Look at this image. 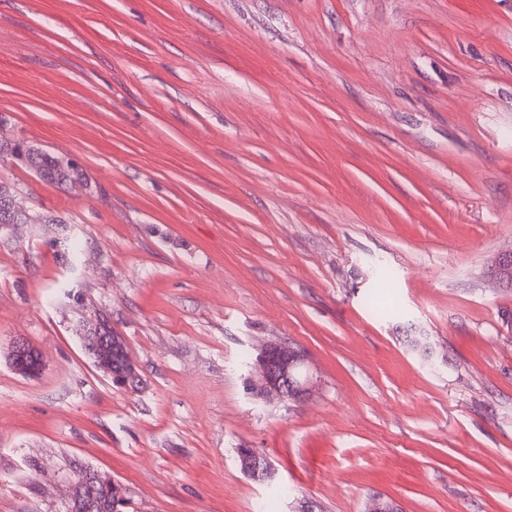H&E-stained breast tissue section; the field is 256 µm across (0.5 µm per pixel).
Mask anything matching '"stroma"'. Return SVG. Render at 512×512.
Here are the masks:
<instances>
[{
	"label": "stroma",
	"mask_w": 512,
	"mask_h": 512,
	"mask_svg": "<svg viewBox=\"0 0 512 512\" xmlns=\"http://www.w3.org/2000/svg\"><path fill=\"white\" fill-rule=\"evenodd\" d=\"M19 137L91 186L0 163L66 223L0 229V512H66L73 459L128 512H512V0H0ZM278 341L303 400L255 391ZM111 321H99L96 323L98 331L91 336H82L83 344H90L89 355L95 365L103 369L112 379V383L120 388H130V382L135 381L134 386L140 385V375L136 365L130 360L125 342L121 336L112 333L111 336H102L103 329ZM38 358L40 359V356L37 351L30 347L24 340L19 339L13 342L9 352V361L16 372L28 375L30 373L28 365H31L33 371L29 374V377L35 376L41 370L42 365L39 363H28L32 360L36 362L38 361ZM253 451L258 454L261 458L265 457L262 452H260L257 448H252ZM249 452L246 455H243L241 458L240 468L247 476L256 479V480H265L271 477L272 469L270 463L265 460L262 461L261 458Z\"/></svg>",
	"instance_id": "35a3bbf8"
}]
</instances>
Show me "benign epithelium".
Masks as SVG:
<instances>
[{
    "label": "benign epithelium",
    "instance_id": "obj_1",
    "mask_svg": "<svg viewBox=\"0 0 512 512\" xmlns=\"http://www.w3.org/2000/svg\"><path fill=\"white\" fill-rule=\"evenodd\" d=\"M488 276L498 284L505 286L512 279V250L496 258L495 264L489 268ZM106 321L96 323L98 331L90 336L82 337L83 343L89 345V355L95 365L104 370L112 379V383L120 388L130 387V382H140L136 365L130 360L125 342L121 336L114 333L103 335ZM39 354L23 340H16L9 352L12 368L23 375L30 373L28 363L38 361ZM304 351L286 342H271L267 344L258 357L259 379L256 382V392L263 397L299 400L308 394L312 387L311 378L301 372L305 365ZM241 470L247 476L256 480L271 477L272 469L268 461H263L253 453L241 458ZM99 471L82 466L69 471L67 483L70 488L68 512H73L75 502H83V498H92L91 488L98 480Z\"/></svg>",
    "mask_w": 512,
    "mask_h": 512
}]
</instances>
